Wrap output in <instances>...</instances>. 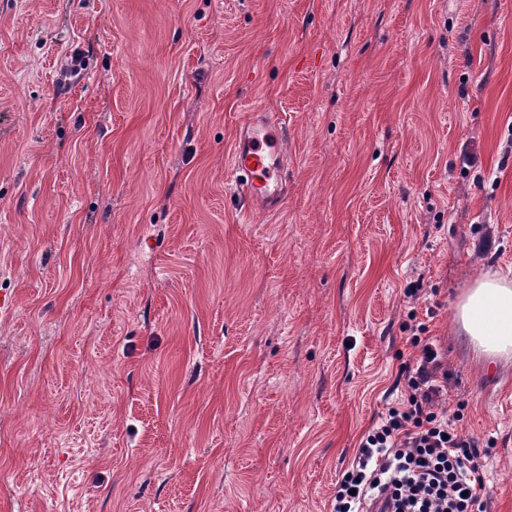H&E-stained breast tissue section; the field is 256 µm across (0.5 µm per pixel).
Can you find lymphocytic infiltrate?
Returning a JSON list of instances; mask_svg holds the SVG:
<instances>
[{"instance_id":"1","label":"lymphocytic infiltrate","mask_w":512,"mask_h":512,"mask_svg":"<svg viewBox=\"0 0 512 512\" xmlns=\"http://www.w3.org/2000/svg\"><path fill=\"white\" fill-rule=\"evenodd\" d=\"M419 354L401 368L404 397L362 435L336 484L333 512H487L477 439L454 425L443 401L448 371L429 338L412 336Z\"/></svg>"}]
</instances>
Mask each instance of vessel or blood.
I'll return each mask as SVG.
<instances>
[{
    "label": "vessel or blood",
    "mask_w": 512,
    "mask_h": 512,
    "mask_svg": "<svg viewBox=\"0 0 512 512\" xmlns=\"http://www.w3.org/2000/svg\"><path fill=\"white\" fill-rule=\"evenodd\" d=\"M287 131L280 118L259 110L240 124L229 161L237 194L252 210L278 207L287 187L288 158L282 150Z\"/></svg>",
    "instance_id": "1"
}]
</instances>
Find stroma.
Returning a JSON list of instances; mask_svg holds the SVG:
<instances>
[{"mask_svg": "<svg viewBox=\"0 0 512 512\" xmlns=\"http://www.w3.org/2000/svg\"><path fill=\"white\" fill-rule=\"evenodd\" d=\"M511 268L512 0H0V512H331L413 320L512 512V356L454 320ZM286 127L272 113L255 110L240 124L229 161L235 191L251 210L271 211L286 192Z\"/></svg>", "mask_w": 512, "mask_h": 512, "instance_id": "1", "label": "stroma"}]
</instances>
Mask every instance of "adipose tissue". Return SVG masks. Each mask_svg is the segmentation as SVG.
I'll list each match as a JSON object with an SVG mask.
<instances>
[{"instance_id": "obj_1", "label": "adipose tissue", "mask_w": 512, "mask_h": 512, "mask_svg": "<svg viewBox=\"0 0 512 512\" xmlns=\"http://www.w3.org/2000/svg\"><path fill=\"white\" fill-rule=\"evenodd\" d=\"M455 319L477 348L490 356L512 353V277L480 275L461 296Z\"/></svg>"}]
</instances>
